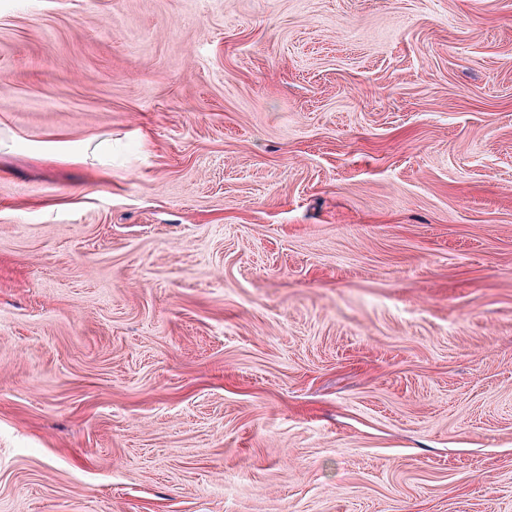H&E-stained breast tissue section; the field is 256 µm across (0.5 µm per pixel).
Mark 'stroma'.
Masks as SVG:
<instances>
[{"label":"stroma","mask_w":512,"mask_h":512,"mask_svg":"<svg viewBox=\"0 0 512 512\" xmlns=\"http://www.w3.org/2000/svg\"><path fill=\"white\" fill-rule=\"evenodd\" d=\"M0 512H512V0H0Z\"/></svg>","instance_id":"stroma-1"}]
</instances>
